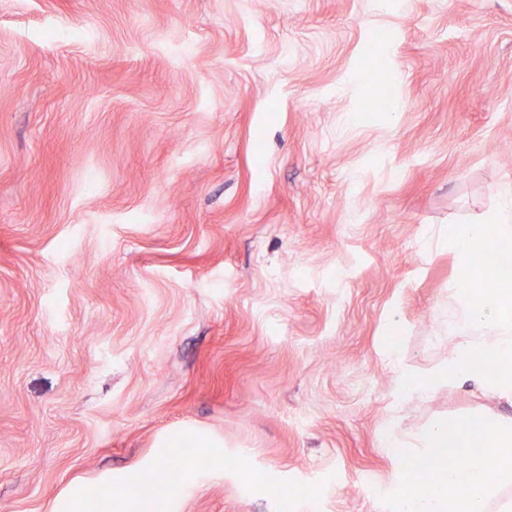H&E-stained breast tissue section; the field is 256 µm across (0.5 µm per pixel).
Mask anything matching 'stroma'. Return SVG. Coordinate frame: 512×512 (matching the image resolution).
<instances>
[{
    "mask_svg": "<svg viewBox=\"0 0 512 512\" xmlns=\"http://www.w3.org/2000/svg\"><path fill=\"white\" fill-rule=\"evenodd\" d=\"M507 142L512 0H0V512H385Z\"/></svg>",
    "mask_w": 512,
    "mask_h": 512,
    "instance_id": "obj_1",
    "label": "stroma"
}]
</instances>
